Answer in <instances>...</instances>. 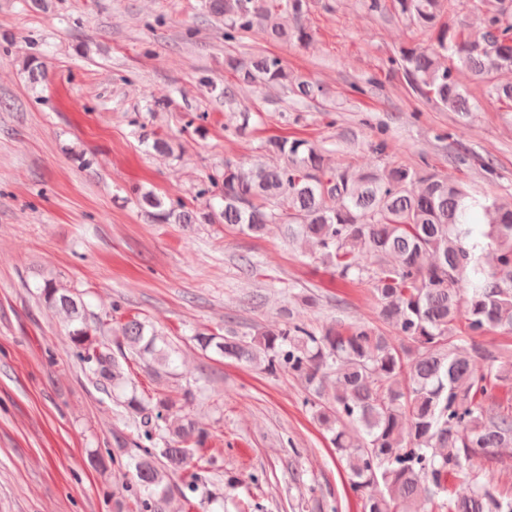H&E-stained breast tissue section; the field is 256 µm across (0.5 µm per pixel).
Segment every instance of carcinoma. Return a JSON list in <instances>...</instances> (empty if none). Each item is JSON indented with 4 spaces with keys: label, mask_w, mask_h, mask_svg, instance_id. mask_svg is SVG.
<instances>
[{
    "label": "carcinoma",
    "mask_w": 512,
    "mask_h": 512,
    "mask_svg": "<svg viewBox=\"0 0 512 512\" xmlns=\"http://www.w3.org/2000/svg\"><path fill=\"white\" fill-rule=\"evenodd\" d=\"M364 5L431 35L429 45H401L391 57L413 93L465 114L474 105L461 86L465 74L491 102L512 109V82L495 81L497 72L512 71V0H472L481 19L476 35L461 20L448 23L452 0ZM208 10L224 17L227 42L250 35L302 46L315 37L304 23L307 0H208ZM224 66L236 79L222 89L229 106L240 89L253 86H276L300 100L322 95L270 52L229 54ZM142 138L159 154L175 151L150 132ZM258 150L281 162L225 161L224 171L199 190L204 196L223 185L218 208L196 214L179 200L165 205L151 191L139 193V205L160 223L225 224L253 236L283 225L289 241L303 244L341 280L368 283L379 321L395 335L362 320L316 329L291 319L253 336L199 332L193 341L264 373L283 367L294 373L364 512H421L476 457L490 460L512 448V358L478 341L512 332V199L477 198L445 175L407 165L337 167L303 138H268ZM363 250L376 258L374 266L358 263ZM42 290L77 358L104 386L115 391L128 384L131 355L154 382L173 375L178 351L138 316L97 318L74 289L53 278ZM481 362L490 370L479 369ZM191 403L188 392L124 397L152 443L133 457L137 482L149 494L138 502L142 512H186L190 499L171 493V473L183 472L193 490L194 466L214 457ZM449 512H512V497L499 491L497 471L484 466L470 495L454 500Z\"/></svg>",
    "instance_id": "cac0c4a2"
}]
</instances>
